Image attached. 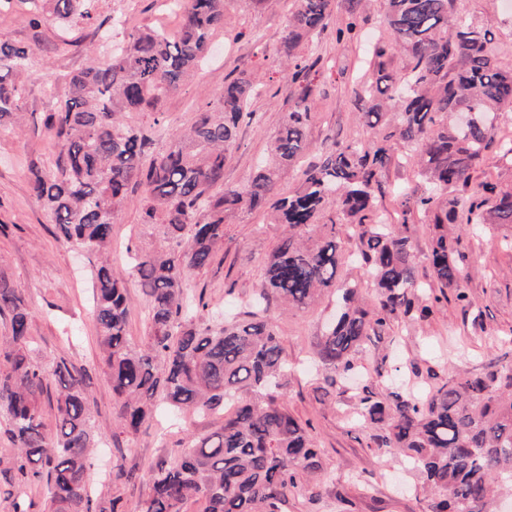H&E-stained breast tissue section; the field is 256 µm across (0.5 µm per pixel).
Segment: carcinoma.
Segmentation results:
<instances>
[{
	"label": "carcinoma",
	"instance_id": "obj_1",
	"mask_svg": "<svg viewBox=\"0 0 512 512\" xmlns=\"http://www.w3.org/2000/svg\"><path fill=\"white\" fill-rule=\"evenodd\" d=\"M92 0H23L29 26L47 18L74 32L92 19ZM183 12L175 33L143 28L104 59L70 75L68 96L41 115L55 157L31 166L30 191L47 210L59 236L101 258L94 283L95 317L105 373L125 429L137 433L160 406L178 415L219 412L237 400L224 424L179 449L173 466L152 474V493L128 511L120 488L94 502L87 488L98 435L81 369L64 358L43 365L31 357L30 314L20 291L0 277V412L15 448L0 459V479L12 487V512H30L24 486L49 488L52 512H280L283 499L321 477V460L306 427L280 401L290 369L267 307L274 300L304 310L324 293L341 294L343 306L314 343L318 366L349 374L356 355L381 337L392 318L424 321L440 301L416 279L410 237L403 228L417 210L429 216V262L437 281L471 300L460 288L463 257L453 228L458 220L479 230L512 224V188L482 186L468 192L471 173L496 149L512 162V138H494L491 117L512 108V67L487 48L489 30L453 16V0H386L390 39L408 61L409 78L378 77L363 89L369 127L392 131L374 146L348 145L301 168L299 187L277 198L280 173L298 164L309 147L304 130L312 119L310 67L294 50L320 37L336 0H294L283 38L287 82L300 94L283 118L268 156L247 183L224 185V166L236 146L254 88L235 79L207 102L166 150L150 153L151 135L126 122L127 112H153L207 58L214 31L224 27L232 0H176ZM348 0L349 21L336 41L355 34L360 16ZM39 78L32 52L0 35V132L18 124L27 82ZM398 136L417 155L425 191L405 198L403 224H385L377 208L379 176ZM457 193L453 205L440 190ZM139 193L153 242L129 249L130 266L147 300L149 341L128 338L124 281L108 263L112 224L133 193ZM268 208L286 233L271 254L256 312L248 320L213 326L208 303L184 288L188 276L210 266L224 244V213ZM339 215L354 231L355 245L341 246ZM343 265L371 277L374 293L357 285L336 286ZM54 410L45 429L42 405ZM356 425L382 426L377 444L400 457L424 480L427 512H495L502 490L512 489V366L453 379L422 399L407 389L381 398L364 388Z\"/></svg>",
	"mask_w": 512,
	"mask_h": 512
}]
</instances>
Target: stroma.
<instances>
[{"instance_id":"1","label":"stroma","mask_w":512,"mask_h":512,"mask_svg":"<svg viewBox=\"0 0 512 512\" xmlns=\"http://www.w3.org/2000/svg\"><path fill=\"white\" fill-rule=\"evenodd\" d=\"M292 8L293 0H240L231 7L224 29L212 38V52L202 70L164 98L156 112L132 113L134 122L153 128V150L167 147L172 134L189 128L200 106L225 82L245 78L259 89L251 105L256 117L241 125L238 146L224 166V182L241 185L249 179L294 105L295 95L286 90L278 64ZM384 8L385 0H369L364 9L367 20L357 38L342 43L336 42L335 33L349 15L345 9L335 10L321 38L298 47V55L315 70V90L309 99L314 118L305 129L308 160L335 148L371 143L382 135V128L363 123L365 102L360 92L375 76L369 51L384 32ZM453 11L473 26L490 30L493 53L503 63H512V0H454ZM25 14L19 5L0 11V33L32 48L36 70L56 77L84 67L83 50L61 49L54 20L34 31ZM120 17L140 28L174 31L181 25L170 16L168 0H95L93 17L82 24V32L93 45L119 46L125 30L114 21ZM55 105V100L43 96L40 82H32L21 125L0 133V275L16 284L31 315L34 358L49 364L63 356L86 369L93 422L102 440L94 461L93 495H106L117 482L132 507L151 495L153 469L173 464L178 448L191 437L216 430L224 415H161L144 424L136 436L126 433L114 410L98 343L93 301L96 258L56 237L48 213L29 190L31 162L49 161L55 152L53 142L35 129L32 116ZM398 185L413 197L425 190L413 150L397 139L377 194L379 210L393 224L402 221L393 194ZM224 227V244L212 265L193 273L187 286L203 294L211 310L231 317L257 290L284 227L269 223L263 212L247 210L225 214ZM407 233L419 283L440 291L427 259L432 237L428 218L413 213ZM148 238L139 204L129 201L112 226L110 260L125 281L127 331L137 344L148 341L147 303L131 273L126 246ZM509 240L512 224L463 236L459 248L466 256L467 275L461 286L475 312L463 310L451 298L436 303L428 320L395 318L384 336L360 350L358 370L349 378L329 382L322 371L305 365L316 336L335 311V295H326L304 311H272L283 356L294 368L282 401L308 428L322 462L320 483L289 496L282 512H425L419 476L379 448L372 429L355 427L351 413L363 387L385 392L389 378H406L415 389L437 388L466 373L486 371L493 359L512 365V250L505 246Z\"/></svg>"}]
</instances>
